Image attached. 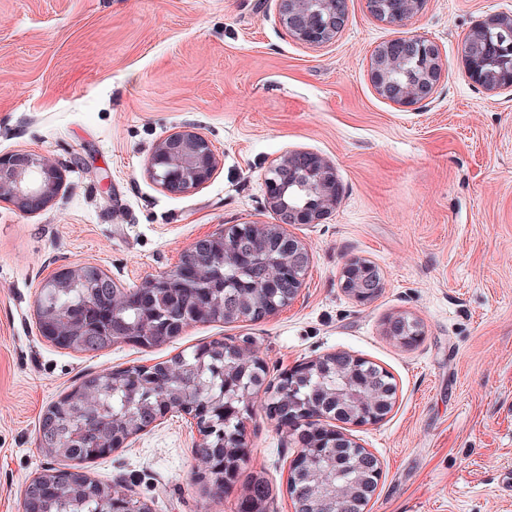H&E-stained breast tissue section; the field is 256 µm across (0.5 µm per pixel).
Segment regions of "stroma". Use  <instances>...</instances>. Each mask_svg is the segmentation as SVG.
Segmentation results:
<instances>
[{
  "label": "stroma",
  "instance_id": "1",
  "mask_svg": "<svg viewBox=\"0 0 512 512\" xmlns=\"http://www.w3.org/2000/svg\"><path fill=\"white\" fill-rule=\"evenodd\" d=\"M348 23L311 48L279 21L278 0H0V155L56 165L53 202L26 214L0 201V512H21L30 479L55 461L38 445L47 407L82 378L153 365L220 338H250L270 377L336 351L389 372L392 410L345 431L382 476L365 512H512V95L470 83L463 42L474 21L512 0H426L403 26L347 0ZM399 35L435 41L447 73L414 109L380 97L373 50ZM193 128L218 168L187 195L163 191L149 157ZM329 160L340 201L319 224H291L310 250L294 300L261 320L196 323L172 343L98 352L40 335L41 283L86 264L135 288L174 269L196 240L248 221L277 223L264 177L289 152ZM375 264L367 304L341 287L347 260ZM419 320L404 346L388 318ZM193 423L170 413L89 467L150 512H237L196 476ZM246 473L294 512L299 449L254 409Z\"/></svg>",
  "mask_w": 512,
  "mask_h": 512
}]
</instances>
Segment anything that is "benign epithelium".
Segmentation results:
<instances>
[{"mask_svg": "<svg viewBox=\"0 0 512 512\" xmlns=\"http://www.w3.org/2000/svg\"><path fill=\"white\" fill-rule=\"evenodd\" d=\"M370 13L377 20L399 26L407 16L395 12L390 0H367ZM279 21L299 42L312 48L331 43L348 22L347 0H280ZM417 59L420 72L412 85L404 87L394 73L408 59ZM465 76L490 92L512 91V14L489 15L470 29L462 54ZM446 65L439 45L425 36H398L380 44L372 53L370 81L376 92L400 108H413L433 98L445 75ZM288 164L270 167L265 178L267 204L279 217L271 226L272 234L285 235L287 224H319L342 195L335 167L322 156L308 151H294L286 157ZM218 155L211 142L198 132L181 130L160 141L150 156V174L162 189L174 195L185 194L206 184L217 170ZM309 179L315 199L298 208L285 199L288 187L299 175ZM59 169L27 152L0 155V200L14 204L28 214L43 211L61 186ZM205 240H198L183 253V263L169 273L148 280L147 288H170L189 265ZM310 262L308 248L297 238L289 237L288 278L300 287ZM368 263L359 258L348 260L341 272V288L356 302L364 304L380 293L382 279L366 272ZM86 274L100 278L105 273L91 266H68L42 283L44 288H62ZM344 386L336 391L345 418L351 425L375 424L380 411L369 408L352 376L343 377ZM273 418L286 425L290 433L320 420L311 411Z\"/></svg>", "mask_w": 512, "mask_h": 512, "instance_id": "obj_1", "label": "benign epithelium"}]
</instances>
